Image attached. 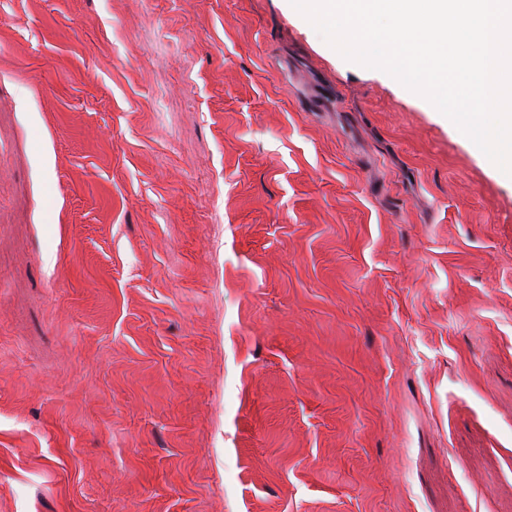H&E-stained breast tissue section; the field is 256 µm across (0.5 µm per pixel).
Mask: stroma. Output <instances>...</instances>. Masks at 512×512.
Returning a JSON list of instances; mask_svg holds the SVG:
<instances>
[{"label":"stroma","mask_w":512,"mask_h":512,"mask_svg":"<svg viewBox=\"0 0 512 512\" xmlns=\"http://www.w3.org/2000/svg\"><path fill=\"white\" fill-rule=\"evenodd\" d=\"M0 512H512V180L284 0H0Z\"/></svg>","instance_id":"obj_1"}]
</instances>
